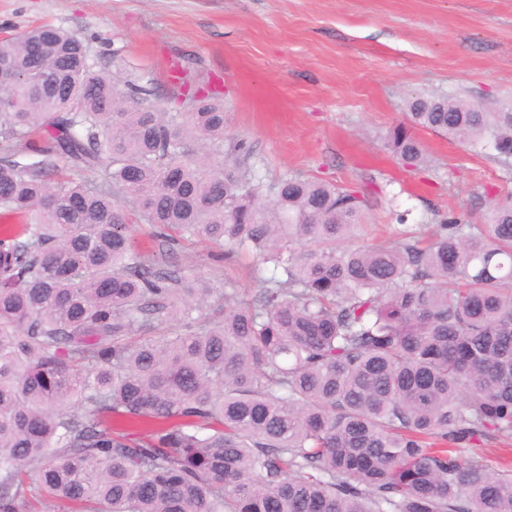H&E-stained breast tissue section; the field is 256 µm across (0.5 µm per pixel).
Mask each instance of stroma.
<instances>
[{
	"mask_svg": "<svg viewBox=\"0 0 512 512\" xmlns=\"http://www.w3.org/2000/svg\"><path fill=\"white\" fill-rule=\"evenodd\" d=\"M40 24L88 43L97 68L137 76L161 107L186 80L217 90L224 136L250 148L262 192L299 176L364 194L350 245L449 217L481 224L512 193V161L414 125L408 107L418 95L512 105V0H0V38ZM398 126L426 164L388 149ZM132 235L159 253L148 225ZM162 256L217 288L258 286L253 252L197 240Z\"/></svg>",
	"mask_w": 512,
	"mask_h": 512,
	"instance_id": "stroma-1",
	"label": "stroma"
}]
</instances>
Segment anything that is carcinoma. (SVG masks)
<instances>
[{"label":"carcinoma","mask_w":512,"mask_h":512,"mask_svg":"<svg viewBox=\"0 0 512 512\" xmlns=\"http://www.w3.org/2000/svg\"><path fill=\"white\" fill-rule=\"evenodd\" d=\"M85 47L0 39V512H512V448L465 457L512 438V193L348 246L365 196L291 176L262 199L222 104L160 108ZM410 110L512 157V112ZM391 147L426 162L405 129ZM133 221L254 251L260 288L159 266Z\"/></svg>","instance_id":"cac0c4a2"}]
</instances>
